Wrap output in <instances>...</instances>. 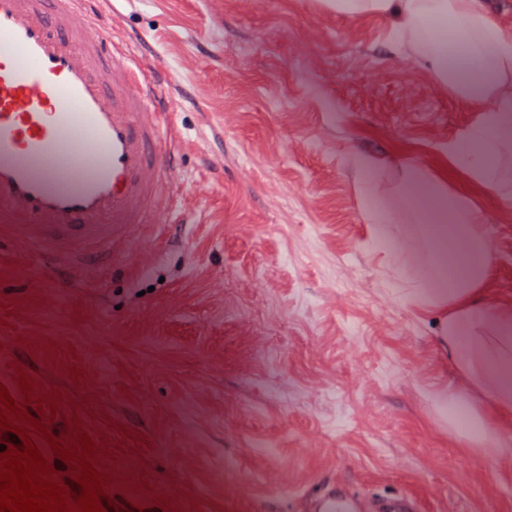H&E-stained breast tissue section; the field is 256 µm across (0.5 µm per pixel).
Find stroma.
<instances>
[{
  "instance_id": "obj_1",
  "label": "stroma",
  "mask_w": 512,
  "mask_h": 512,
  "mask_svg": "<svg viewBox=\"0 0 512 512\" xmlns=\"http://www.w3.org/2000/svg\"><path fill=\"white\" fill-rule=\"evenodd\" d=\"M98 9L159 73L176 174L170 223L138 231L143 266L72 282L0 252V385L51 472L74 478L47 436L81 430L108 512H298L327 489L512 512V416L496 451L449 430L430 394L470 385L441 312L402 297L432 255L410 242L393 260L354 193L360 155L382 164L378 195L410 164L463 184L448 147L478 113L392 44L388 18L322 0ZM496 181L470 191L493 254L482 297L512 306V168Z\"/></svg>"
}]
</instances>
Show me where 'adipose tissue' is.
<instances>
[{"mask_svg":"<svg viewBox=\"0 0 512 512\" xmlns=\"http://www.w3.org/2000/svg\"><path fill=\"white\" fill-rule=\"evenodd\" d=\"M336 13L391 18L401 50L424 66L473 111L482 115L449 154L462 168L468 187L489 186L501 159L512 151V28L501 26L485 0H327ZM450 23L457 49L447 52L441 26ZM357 193L367 223L382 246L401 251L406 239L431 236L422 222L416 196L440 204L450 202L451 214L463 224L455 239L460 273L446 279L434 273L422 288L408 289V299L444 312L440 342L457 369L482 393L484 406L455 388L435 392L439 409L464 408L468 431L463 439L482 448L499 447L496 414H512V308L483 301L481 289L490 272L491 254L482 220L467 189L449 192L446 174L418 165L401 173L400 186L376 196L367 180L375 162L358 158Z\"/></svg>","mask_w":512,"mask_h":512,"instance_id":"obj_1","label":"adipose tissue"}]
</instances>
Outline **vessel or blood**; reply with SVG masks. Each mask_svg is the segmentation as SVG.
<instances>
[{
	"mask_svg": "<svg viewBox=\"0 0 512 512\" xmlns=\"http://www.w3.org/2000/svg\"><path fill=\"white\" fill-rule=\"evenodd\" d=\"M94 0H0V245L67 277L169 221V115Z\"/></svg>",
	"mask_w": 512,
	"mask_h": 512,
	"instance_id": "1",
	"label": "vessel or blood"
}]
</instances>
